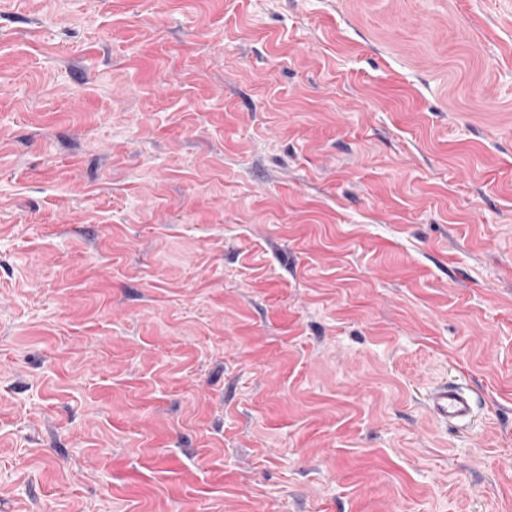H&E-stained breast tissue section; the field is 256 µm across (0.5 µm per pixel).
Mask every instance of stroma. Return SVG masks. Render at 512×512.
I'll return each mask as SVG.
<instances>
[{"label":"stroma","instance_id":"1","mask_svg":"<svg viewBox=\"0 0 512 512\" xmlns=\"http://www.w3.org/2000/svg\"><path fill=\"white\" fill-rule=\"evenodd\" d=\"M0 512H512V0H0ZM475 403L458 384H444L432 389L428 398L429 411L448 423L468 421L474 414Z\"/></svg>","mask_w":512,"mask_h":512}]
</instances>
